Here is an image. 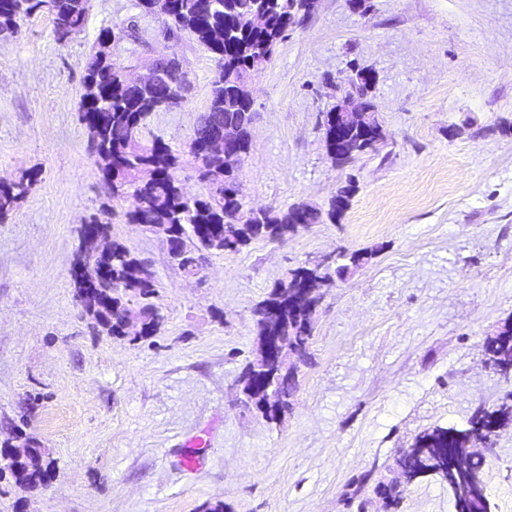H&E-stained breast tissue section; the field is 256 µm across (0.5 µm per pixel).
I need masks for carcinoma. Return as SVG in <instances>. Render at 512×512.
<instances>
[{
	"label": "carcinoma",
	"mask_w": 512,
	"mask_h": 512,
	"mask_svg": "<svg viewBox=\"0 0 512 512\" xmlns=\"http://www.w3.org/2000/svg\"><path fill=\"white\" fill-rule=\"evenodd\" d=\"M304 0H139L147 13L164 18V37L193 38L214 55L217 73L212 83L207 111L190 144L199 176L208 183V194L188 198L181 191L177 172L180 154L160 140L142 142L147 118L159 111L165 98L178 106L191 92L186 72L166 71L159 82L130 86L122 67L110 62L106 42L114 31H100L97 50L89 57L83 76L84 88L96 87L91 104L80 105V121L86 129L88 142L96 157L102 180L110 197H135L138 205L127 213L130 224H167L176 238L193 232L197 244L194 251L175 263V269L187 277L199 274L205 255L237 252L255 240L253 226L263 224L266 238L282 240L313 224L332 223L349 208L355 192L354 183L341 187L328 209L308 203H296L285 209L255 210L247 207L238 181V172L249 153L250 125L253 122L252 102L245 97L250 81L270 58L277 43L283 39L290 20H305L310 13L303 10ZM260 13L263 26L239 32L242 20ZM40 14L52 18L58 39H67L82 31L87 16V0H0V34H14L20 21ZM231 122L243 127L241 155L226 159L222 155L202 157L195 151L201 135L215 122ZM31 172H24L11 181H0V220L5 219L27 196L33 184ZM88 229L108 241V249L94 259L101 270L96 284L104 308L84 309L93 323L112 336L124 335V314L135 316L142 326V337L156 335L164 316L154 304L156 285L145 272L139 256L118 240H108L109 222L93 216ZM331 281L330 267L319 270L308 265L291 272L267 298L254 308L256 335L269 332L288 337V342L308 352L313 326L292 312L283 314L280 322L265 324L264 308L291 294L310 280ZM484 356L497 372L512 374V323L507 322L493 335L485 338ZM512 425V393L492 408L480 407L462 427L435 426L416 436L412 450L396 459V467L405 483L434 476L442 481L453 473L457 493L454 506L460 512H481L486 502L484 490L470 481V473L482 469L479 458H468L458 466L452 459L460 455L474 434L492 437L500 429Z\"/></svg>",
	"instance_id": "cac0c4a2"
}]
</instances>
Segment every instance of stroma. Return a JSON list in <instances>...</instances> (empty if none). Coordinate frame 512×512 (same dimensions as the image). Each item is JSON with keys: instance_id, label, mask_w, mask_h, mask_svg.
<instances>
[{"instance_id": "1", "label": "stroma", "mask_w": 512, "mask_h": 512, "mask_svg": "<svg viewBox=\"0 0 512 512\" xmlns=\"http://www.w3.org/2000/svg\"><path fill=\"white\" fill-rule=\"evenodd\" d=\"M134 25L111 45L130 77L176 55L191 83L180 106L147 119L144 143L179 150L189 195L208 192L188 146L216 62L162 35L138 0H88L83 30L58 40L49 16L0 36V179L35 172L0 223V443L20 432L55 472L30 491L0 477V512H454L426 478L387 510L376 486L435 426H461L512 391L483 343L512 322V0H318L251 83L252 146L239 173L255 208L327 206L357 191L340 220L208 258L193 278L164 236L112 202L79 121L82 77L102 28ZM387 139L336 166L321 112L357 70ZM109 217L110 236L147 263L164 317L133 342L94 328L75 297L80 227ZM369 252L326 288L290 409L268 422L240 400L255 354L253 309L289 273L325 255ZM198 464L185 468V456ZM493 512H512V427L484 449Z\"/></svg>"}]
</instances>
